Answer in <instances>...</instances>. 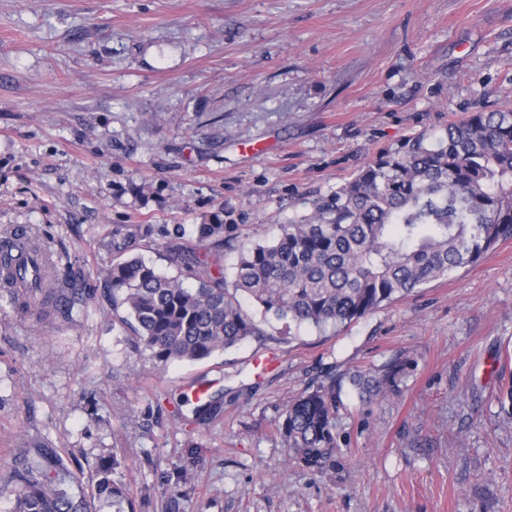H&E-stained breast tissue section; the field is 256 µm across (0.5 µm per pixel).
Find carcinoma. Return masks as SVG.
Here are the masks:
<instances>
[{"label":"carcinoma","instance_id":"1","mask_svg":"<svg viewBox=\"0 0 512 512\" xmlns=\"http://www.w3.org/2000/svg\"><path fill=\"white\" fill-rule=\"evenodd\" d=\"M112 248L105 282L112 288V325L160 363L200 361L249 340L281 343L291 326L343 328L402 300L460 268L477 265L512 240V109L473 108L433 141L419 133L379 152L312 212L277 226L262 243L224 244V225L198 224L195 241L168 247L177 275L133 253L152 237L142 224L103 226ZM236 252L226 266L224 252ZM51 255L43 253L36 287L23 296L41 317L72 320L90 298L62 294ZM285 322L275 335L266 315ZM408 367L400 358L321 378L288 402L277 426L289 458L312 473L336 464L338 411L344 385L364 405L398 397ZM125 462L98 459L89 477L46 448L24 457L9 483L13 512H134Z\"/></svg>","mask_w":512,"mask_h":512}]
</instances>
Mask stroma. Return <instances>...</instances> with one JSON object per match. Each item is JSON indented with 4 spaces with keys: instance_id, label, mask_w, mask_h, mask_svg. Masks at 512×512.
<instances>
[{
    "instance_id": "1",
    "label": "stroma",
    "mask_w": 512,
    "mask_h": 512,
    "mask_svg": "<svg viewBox=\"0 0 512 512\" xmlns=\"http://www.w3.org/2000/svg\"><path fill=\"white\" fill-rule=\"evenodd\" d=\"M477 104L512 108V0H0V238L97 294L69 323L0 288V481L51 448L125 459L135 512H512V241L347 328L199 362L137 354L102 294L101 225L218 218L247 245ZM395 357L399 398L344 390L335 468L288 461L277 425L321 368Z\"/></svg>"
}]
</instances>
